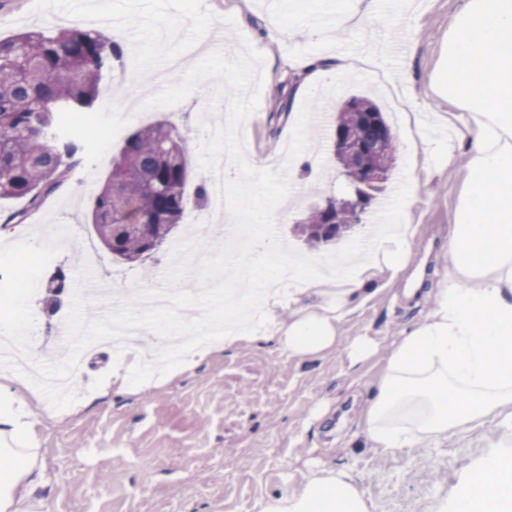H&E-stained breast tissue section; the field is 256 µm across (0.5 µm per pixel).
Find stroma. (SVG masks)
<instances>
[{
  "mask_svg": "<svg viewBox=\"0 0 512 512\" xmlns=\"http://www.w3.org/2000/svg\"><path fill=\"white\" fill-rule=\"evenodd\" d=\"M459 5L460 0H0V38L30 27L96 29L109 16H123L129 22L122 41L125 58L149 60L139 69L146 96L167 84L168 56L180 55L187 68L198 60L196 44L224 40L235 45L247 39L264 57L260 104L245 129L247 158L258 164L271 155L269 140L281 147L289 142L309 90L291 58L321 56L339 47L349 60L370 56L367 74L408 72L399 98L387 96L376 83L348 86L324 99L323 112L333 116L355 95L369 96L380 106L396 134V165L386 188L391 194L410 150L405 112L417 108L445 115L452 110L436 93L435 80ZM311 26L323 29V37H305ZM125 75L123 69L114 70L99 92L98 111H111L119 129L108 152L92 154L97 130L73 129L86 147L82 165L91 171L89 180L71 176L64 193L25 219L20 216L24 202L0 200V241L16 242L33 232L43 236L59 225L73 232L46 270L50 276L66 275L60 309L45 312L42 286L31 301L34 355L41 360L52 359L61 347L59 327L80 269L74 250L98 255L90 285L108 287L118 303L135 286H153L172 265L170 245L141 264L115 259L92 229V194L133 130L164 119L202 139L199 105L209 101L213 86L202 84L176 106L131 118L116 93ZM285 100L291 103L287 118L273 120ZM331 132L328 124L310 127L309 153L320 176L312 188L293 183V207L276 219L283 242L303 254L308 248L291 234L292 222L311 204L347 190L329 148ZM189 163L195 179L201 174L197 157ZM194 179L186 186L187 209L171 240L195 237L209 251L216 243L201 227L207 207L196 197ZM462 181L457 166L420 173L405 221L417 228L420 248L411 259L424 263L421 291L407 299L400 284L385 287L341 323L342 336H367L377 344V354L363 362L351 363L341 346L302 362L261 343L213 353L160 385L118 394L99 386L111 356L90 359L77 384L80 398L71 408L54 412L48 402L40 404L35 435L48 484L36 512H255L259 500L298 492L311 477L331 470L350 474L370 512H453L470 468L488 456L512 454V423L491 420L476 430L395 452L367 447L358 414L399 333L429 310L444 273L448 224Z\"/></svg>",
  "mask_w": 512,
  "mask_h": 512,
  "instance_id": "1",
  "label": "stroma"
}]
</instances>
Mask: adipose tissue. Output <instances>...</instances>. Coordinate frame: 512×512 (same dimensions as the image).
Segmentation results:
<instances>
[{"label": "adipose tissue", "mask_w": 512, "mask_h": 512, "mask_svg": "<svg viewBox=\"0 0 512 512\" xmlns=\"http://www.w3.org/2000/svg\"><path fill=\"white\" fill-rule=\"evenodd\" d=\"M439 95L455 110L449 147L413 126V158L440 165L467 159L462 188L448 224L443 279L424 319L402 331L383 363L359 425L373 447L412 448L512 413V0H462L448 29L437 77ZM416 231L398 225L372 240L369 251L341 258L335 269L303 277L295 264L256 280L245 247L236 283L261 296L260 311L234 317L222 337L194 341L189 358L243 344H274L286 357L314 359L341 343L339 326L368 299L372 285H392L412 254ZM291 309L282 319V309ZM27 378L0 367V512H32L47 485L33 436L37 407ZM480 495L457 494L455 512H512V455L495 454L469 473ZM258 512H369L353 481L332 472L311 478L296 494L260 501Z\"/></svg>", "instance_id": "obj_1"}]
</instances>
